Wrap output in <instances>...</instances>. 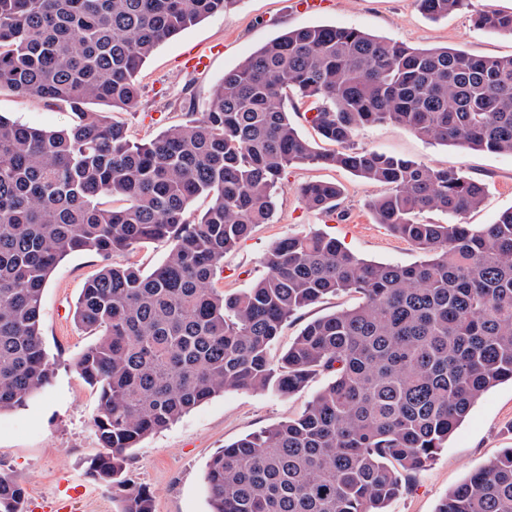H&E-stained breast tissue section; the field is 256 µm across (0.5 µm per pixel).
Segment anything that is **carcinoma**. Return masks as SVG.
I'll list each match as a JSON object with an SVG mask.
<instances>
[{
	"instance_id": "carcinoma-1",
	"label": "carcinoma",
	"mask_w": 512,
	"mask_h": 512,
	"mask_svg": "<svg viewBox=\"0 0 512 512\" xmlns=\"http://www.w3.org/2000/svg\"><path fill=\"white\" fill-rule=\"evenodd\" d=\"M237 0H0V87L75 122L45 131L0 116V414L25 408L55 374L41 304L73 252L103 260L75 318L97 340L76 361L98 392L102 452L86 475L120 491L119 512H154L125 478L128 450L231 390L291 395L326 375L295 418L224 446L207 464L209 512H387L445 447L478 398L512 382V208L485 227L424 224L478 209L486 187L355 145L392 123L429 143L512 155V56L418 48L353 27L310 25L267 42L213 87L196 112L133 141L107 112L134 111L139 74L165 40ZM432 19L466 11L512 36V12L473 0H418ZM309 107L332 149L316 150L281 105ZM344 169L386 191L368 207L421 253L410 265L365 260L321 233L279 239L268 272L224 294V256L272 221L276 190L297 164ZM209 208L193 217L191 202ZM342 186L308 181L303 205L342 218ZM171 249L145 273L115 266L146 243ZM358 305L308 322L278 363L282 326L328 295ZM22 486L0 470V512H20ZM436 512H512V448L472 472Z\"/></svg>"
}]
</instances>
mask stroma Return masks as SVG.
<instances>
[{
	"label": "stroma",
	"instance_id": "35a3bbf8",
	"mask_svg": "<svg viewBox=\"0 0 512 512\" xmlns=\"http://www.w3.org/2000/svg\"><path fill=\"white\" fill-rule=\"evenodd\" d=\"M314 12L294 9L293 0H238L222 14L204 19L162 43L141 73V103L120 113L132 140L145 141L181 122V99L191 95L198 110L208 106L211 91L225 71L271 39L305 25L355 27L411 47L451 46L478 56L512 55V38L473 27L467 12L441 19L424 15L417 0H324ZM206 57L202 71L189 69V54ZM0 115L29 126L59 130L72 122L68 108L0 88ZM359 146L440 168H455L482 181V206L463 215L478 227L494 223L512 207V155L427 143L393 124L358 131ZM312 180H331L344 188V220L304 207L298 187ZM379 186L342 169L300 164L288 168L276 194L271 223L252 234L224 257L214 285L234 293L265 276L263 257L290 233L321 232L336 236L357 256L378 262L409 264L418 254L386 226L376 223L370 198ZM89 252L64 257L52 272L42 298L43 344L55 365L48 391L25 409L0 415V469L23 487L25 499L52 502L63 486L84 484L87 491L73 502L72 512H118L117 490L89 481L86 468L100 450L92 420L97 413L95 388L78 375L79 353L96 337L73 319L82 288L100 269ZM351 294L327 296L299 312L283 326L271 348L279 357L309 321L355 305ZM328 382L321 376L288 397L252 391H228L201 405L166 430L131 449L127 478L154 494V512H208L205 469L217 451L234 440L299 415ZM512 448V383L484 393L448 440L447 446L392 501L389 512H436L440 500L473 471Z\"/></svg>",
	"mask_w": 512,
	"mask_h": 512
}]
</instances>
